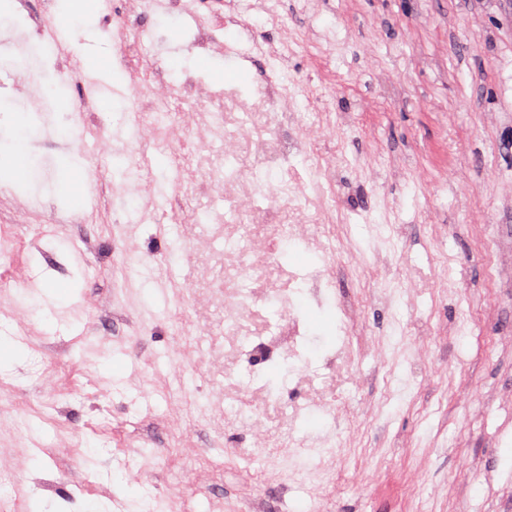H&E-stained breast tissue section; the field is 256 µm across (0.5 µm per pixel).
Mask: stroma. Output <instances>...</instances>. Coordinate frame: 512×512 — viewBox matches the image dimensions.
Listing matches in <instances>:
<instances>
[{
	"instance_id": "obj_1",
	"label": "stroma",
	"mask_w": 512,
	"mask_h": 512,
	"mask_svg": "<svg viewBox=\"0 0 512 512\" xmlns=\"http://www.w3.org/2000/svg\"><path fill=\"white\" fill-rule=\"evenodd\" d=\"M143 0L140 21L156 43L149 54L154 99L178 111L172 89L183 72L211 96L249 92L253 76L272 65L262 42L205 0ZM286 30L276 47L305 41L293 59L299 90L311 107L350 113L351 126L314 127L307 138L341 144L352 161L341 171L343 204L376 209L387 199L406 229L401 263L410 277L378 275L365 225H350L352 254L335 261V287L299 311L309 342L310 371L336 346V301L357 311L365 331L353 362V409L336 419L310 414L305 434L328 437L363 456L340 481L320 489L289 475L287 448H262L273 416L256 407L248 421L220 408L232 378L244 403L250 374L272 386L287 370L241 359L224 365V227L203 222L224 206L206 188L197 149L145 139L146 162L116 153L108 131L82 113L93 79H58L47 61L23 49L28 19L0 17V85L53 81L41 97L7 91L0 115V157L22 151L21 176L0 171V337L12 358L0 361V462L11 470L23 512H139L145 497L164 512H402L396 489L407 480L421 512H512V352L495 340L512 336V290L492 294L475 236L492 227L512 260V0H279ZM120 0H99L87 16L70 0H54L46 24L68 53L116 56L109 17ZM202 18L240 54L198 55L188 44ZM26 112L21 125L12 113ZM92 154L72 149L78 136ZM83 172L77 189L59 170ZM170 178L182 202V248L170 252L156 224L129 228L115 205L99 199L98 181L137 188ZM437 235H430V225ZM455 256L454 283L443 287L441 253ZM141 274L122 273L124 255ZM484 315L475 334L453 333L458 310ZM175 367L157 355L188 335ZM194 379L175 396L182 368ZM258 457L261 477L248 476ZM493 471L488 486L482 471ZM207 485L209 499L191 497Z\"/></svg>"
}]
</instances>
